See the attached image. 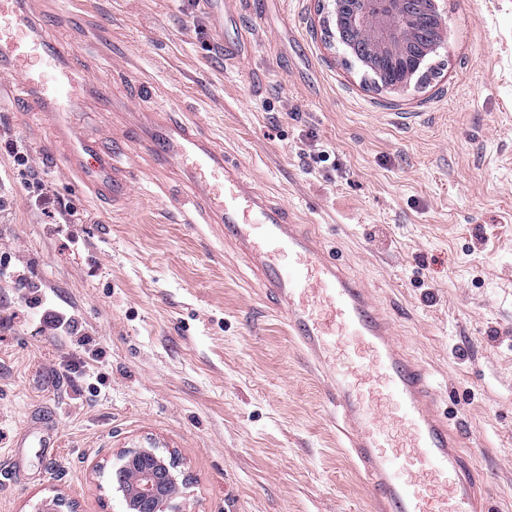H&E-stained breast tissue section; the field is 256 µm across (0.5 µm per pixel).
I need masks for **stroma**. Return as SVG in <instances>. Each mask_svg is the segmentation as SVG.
Here are the masks:
<instances>
[{
    "label": "stroma",
    "instance_id": "35a3bbf8",
    "mask_svg": "<svg viewBox=\"0 0 512 512\" xmlns=\"http://www.w3.org/2000/svg\"><path fill=\"white\" fill-rule=\"evenodd\" d=\"M25 7L100 75L72 134L122 138L135 190L97 197L58 170L34 113L0 103V134L75 209L47 223L0 147V267L24 278L0 276V512L55 494L120 512L107 471L150 440L184 464L182 512H371L283 318L207 225L185 223L184 174L127 137L139 87L224 141L372 291L464 430L491 512H512V0H440L445 46L405 91L377 90L329 38L328 0H240L253 36L239 64L224 60L235 28L217 33L190 0ZM36 289L77 334L42 331Z\"/></svg>",
    "mask_w": 512,
    "mask_h": 512
}]
</instances>
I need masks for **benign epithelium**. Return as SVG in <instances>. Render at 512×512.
<instances>
[{"mask_svg":"<svg viewBox=\"0 0 512 512\" xmlns=\"http://www.w3.org/2000/svg\"><path fill=\"white\" fill-rule=\"evenodd\" d=\"M336 27L361 33V41L351 42L362 62L375 69L378 61H388L400 79L378 78L384 90L409 89L425 59L445 45V24L430 26L438 17V0H329ZM125 475L117 479L126 512H178L177 496L169 488L186 482L175 454H164L154 443L126 448L120 453ZM74 512L60 495L43 498L35 512Z\"/></svg>","mask_w":512,"mask_h":512,"instance_id":"obj_1","label":"benign epithelium"}]
</instances>
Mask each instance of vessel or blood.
I'll use <instances>...</instances> for the list:
<instances>
[{
	"mask_svg": "<svg viewBox=\"0 0 512 512\" xmlns=\"http://www.w3.org/2000/svg\"><path fill=\"white\" fill-rule=\"evenodd\" d=\"M75 58L70 46L38 32L21 0H0V91L49 121L56 162L81 169L99 196L117 201L130 188L115 162L120 145L71 139L61 121L86 86ZM134 133L186 170L187 222L220 226L284 316L339 411L373 512H490L478 470L463 454L464 435L449 427L424 369L398 345L369 289L286 206L245 180L223 144L161 112L141 113Z\"/></svg>",
	"mask_w": 512,
	"mask_h": 512,
	"instance_id": "1",
	"label": "vessel or blood"
}]
</instances>
